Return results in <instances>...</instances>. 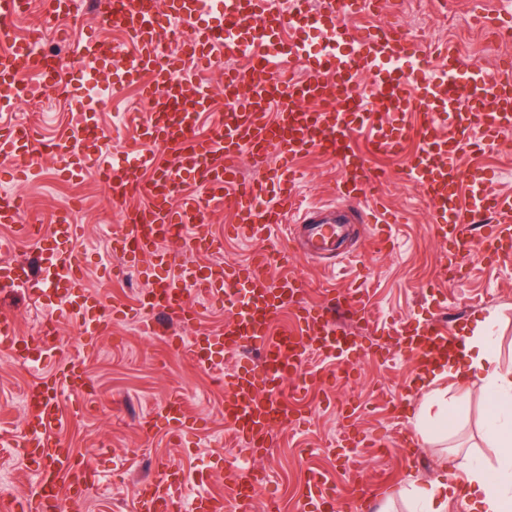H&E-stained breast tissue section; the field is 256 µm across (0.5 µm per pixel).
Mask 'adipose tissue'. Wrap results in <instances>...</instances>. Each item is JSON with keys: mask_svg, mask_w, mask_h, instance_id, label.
<instances>
[{"mask_svg": "<svg viewBox=\"0 0 512 512\" xmlns=\"http://www.w3.org/2000/svg\"><path fill=\"white\" fill-rule=\"evenodd\" d=\"M495 314L468 325L448 361L419 383L423 401L416 410L417 433L422 439L446 436L448 394L436 388V381L450 374L480 383L493 404L483 428L496 450L494 467L469 460L462 469L463 482H436L431 489L411 487L407 494L413 512H446L449 502H458L464 512H512V368L499 360V339L494 332Z\"/></svg>", "mask_w": 512, "mask_h": 512, "instance_id": "ef3b65f1", "label": "adipose tissue"}]
</instances>
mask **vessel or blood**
Wrapping results in <instances>:
<instances>
[{
  "label": "vessel or blood",
  "mask_w": 512,
  "mask_h": 512,
  "mask_svg": "<svg viewBox=\"0 0 512 512\" xmlns=\"http://www.w3.org/2000/svg\"><path fill=\"white\" fill-rule=\"evenodd\" d=\"M23 0H0V111L13 110L26 92L23 73L38 76V86L56 95L70 93L60 70L37 57L31 35L12 34ZM374 0H324L320 10H310L306 0H288L287 8L275 0H168L159 12L158 0H110L103 22L125 32L133 51L113 46L104 53V42L89 34L77 46L85 71L100 72L108 57L121 60L126 78L140 84L149 105L142 126L143 141L171 149V158L153 152L131 151L115 157L104 153L94 108H87L72 136L52 143L36 139L33 128L0 125V159L15 162L44 150L61 157L60 176L71 180L93 173L113 200L127 202L135 194L147 196L145 206L125 207L124 232L114 242L124 257H149L144 271L148 283L134 308L105 304L87 291L83 270L69 246L78 237L73 224V204L60 208L51 225L20 221L18 197L0 195V224L16 225L22 239L33 242L52 268L43 294L57 317H74L81 333L94 339L112 324L136 317L141 333L161 336L171 347L192 345L199 366L213 370L214 348L228 352H258L259 361L238 364L223 378L226 399L224 420L235 439L251 453L262 454L272 429L296 421L282 397L286 383L304 390L322 382L309 369L307 357L319 351L342 360L359 347L356 337L335 327L327 307L302 304L301 283L292 273L271 277L270 268L285 258V250L262 253L249 264L216 261L205 267L176 262L167 242L182 243L193 254L222 251L221 237L205 214L232 210L235 232L255 233L257 225L283 223L299 182L294 158L316 153L336 160L343 172L339 191L347 210L305 217L296 239L303 255L314 259L336 247L339 225L366 222L365 205L375 199L386 176L377 168L380 155L397 153L407 139L417 147L408 177L426 202L434 230L453 240L458 250L469 249L470 229L493 215L484 225L478 243L483 257L496 262L512 256V194L489 190L494 174L484 171L464 175L459 159L466 151L485 144H502L512 135V61L496 69L474 64L462 68L453 49H446L438 72L423 67L425 49L399 30L381 27L359 30L353 16L370 13ZM320 32L324 49L310 54L304 35ZM176 40L175 51L164 42ZM235 60L224 74V94L234 108L210 125L206 134L196 132L200 113L210 111L207 86L182 78L186 63L198 67ZM305 61L306 75L288 79L284 70L294 61ZM416 112L418 127L392 124L391 116ZM370 127L367 149L355 147V134ZM253 157L255 180H242L239 159ZM152 178L140 180L142 167ZM196 189L185 193L186 180ZM30 281L22 265L0 261V291L10 293ZM224 303L231 316L216 331L198 330L192 338L179 336L178 328L197 318L194 302L200 295ZM294 311L295 326L273 333L272 323L284 309ZM453 342L433 321L407 327L399 346L418 365ZM0 346L30 358L38 368L56 359L57 346L45 334L20 335L15 323L0 318ZM90 380L84 360L58 361L49 372H40L24 392L25 420L21 438L0 431L1 447H16L32 471L33 488L27 499L0 495V512H51L60 502L77 507L87 494V481L69 448L53 436L61 424L58 395L69 392L86 397ZM143 424L172 433L193 428L187 401L177 394L143 417ZM240 507H247L254 487L237 469L226 474ZM186 483L174 469L138 487L140 512H223L224 501L207 493L183 496ZM302 496L310 512L334 497L326 480L306 477Z\"/></svg>",
  "instance_id": "obj_1"
}]
</instances>
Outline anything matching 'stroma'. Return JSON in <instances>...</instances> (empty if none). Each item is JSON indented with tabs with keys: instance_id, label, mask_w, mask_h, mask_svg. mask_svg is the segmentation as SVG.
I'll return each mask as SVG.
<instances>
[{
	"instance_id": "stroma-1",
	"label": "stroma",
	"mask_w": 512,
	"mask_h": 512,
	"mask_svg": "<svg viewBox=\"0 0 512 512\" xmlns=\"http://www.w3.org/2000/svg\"><path fill=\"white\" fill-rule=\"evenodd\" d=\"M501 7L500 0H428L427 4L433 15L448 14L466 36L464 61L481 62L490 70L500 60L512 58V41H489L484 28L474 25L473 17L479 12L493 14ZM138 97L136 85L128 84L118 97L97 105L105 152L120 153L137 146L138 130L122 111L134 99L139 111L147 112V105ZM86 104L80 93L65 100L43 98L38 130L50 140L70 135ZM378 164L387 176L379 200L404 218L403 223L389 225V242L373 238L370 225L346 224L330 259L313 262L296 253L289 257L286 268L305 282L302 300L310 305L324 303L335 292L363 290L369 309L366 319L344 312L337 314V325L373 342L377 352L354 356L353 379L326 382L311 390L302 404L307 413L304 421L275 428L268 453L258 458L268 482L249 512H265L270 498L280 503L281 512H304L300 487L311 469L322 472L330 487L340 493L354 479L374 487V512L385 505L391 512H408V504L399 494L403 485H428L446 475L460 481L464 475L460 464L468 457L489 465L496 462L491 444L482 435L490 405L476 383L463 385L451 376L440 379L438 388L454 399L448 436L427 442L416 438L413 410L422 400L421 393L412 389L417 365L399 355L396 329L411 322L436 320L457 334L492 312L497 316L501 362L512 364V262H487L474 248L466 257L465 277L453 284L442 280L444 248L432 232L425 202L406 175L408 156H383ZM460 166L468 175L499 171L495 189L512 192V137L505 139L498 152L464 153ZM297 167L302 208L329 209L340 204L337 187L341 172L336 161L310 153L298 158ZM56 168L50 154L37 156L23 164L22 175L0 172V192L19 195L25 201L22 221L26 224H49L61 206L71 198H81L83 205L74 211L73 221L82 234L73 248L87 270L86 285L106 299L134 304L141 287L135 271L120 279L113 276L123 266L120 256L112 252V238L124 225L121 212L113 208L111 198L94 177L64 182L57 179ZM289 233L290 226L284 223L272 227L261 239L226 236L222 256L246 259L270 246L285 244ZM47 313L45 299L36 289L0 294V316L12 318L21 335H34ZM58 336L64 358H83L93 384L84 415L70 417L71 397L64 394L59 398L66 419L57 434L79 456L95 482L78 512H137L134 490L150 481L161 464L183 472L189 489L204 487L223 498L225 512H236L224 475L238 463L239 453L224 421V389L209 373L198 370L185 352L169 348L163 340L141 336L129 319L100 336L92 352L85 347L72 317H60ZM33 376L28 365L0 361V428L22 434L24 411L18 408L17 399ZM176 393L187 397L196 421L194 430L176 440L165 431L144 428L143 415ZM345 402L358 406L352 417L341 414ZM343 431L375 439L389 437L394 444L383 454L360 449L350 461L335 446Z\"/></svg>"
}]
</instances>
